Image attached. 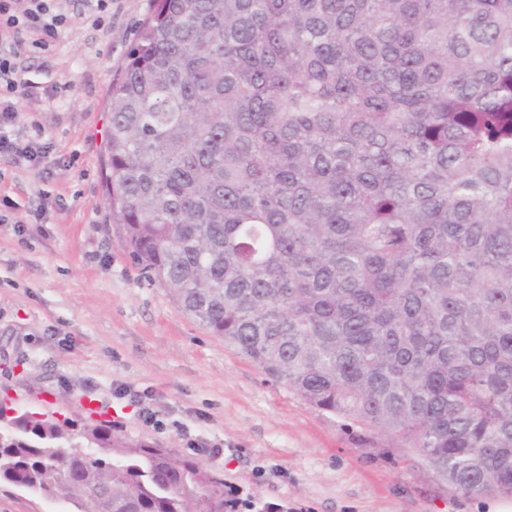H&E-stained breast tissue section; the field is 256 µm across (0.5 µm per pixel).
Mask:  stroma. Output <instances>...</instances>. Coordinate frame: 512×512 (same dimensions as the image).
Segmentation results:
<instances>
[{"label":"stroma","mask_w":512,"mask_h":512,"mask_svg":"<svg viewBox=\"0 0 512 512\" xmlns=\"http://www.w3.org/2000/svg\"><path fill=\"white\" fill-rule=\"evenodd\" d=\"M153 5L112 0L97 27L83 19L87 0H68L75 24L15 58L42 82L20 130L49 144L50 161L33 172L0 155V398L73 419L95 404L121 434L183 454L187 438L214 439L221 453L200 462L238 489V512L512 510V497L463 494L417 454L345 430L140 277L108 221L100 164L112 75ZM144 404L157 425L143 422Z\"/></svg>","instance_id":"obj_1"}]
</instances>
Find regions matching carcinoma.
I'll return each instance as SVG.
<instances>
[{
	"label": "carcinoma",
	"mask_w": 512,
	"mask_h": 512,
	"mask_svg": "<svg viewBox=\"0 0 512 512\" xmlns=\"http://www.w3.org/2000/svg\"><path fill=\"white\" fill-rule=\"evenodd\" d=\"M108 110L143 277L346 428L512 496V0H154ZM1 417L0 492L225 512L173 448Z\"/></svg>",
	"instance_id": "cac0c4a2"
}]
</instances>
